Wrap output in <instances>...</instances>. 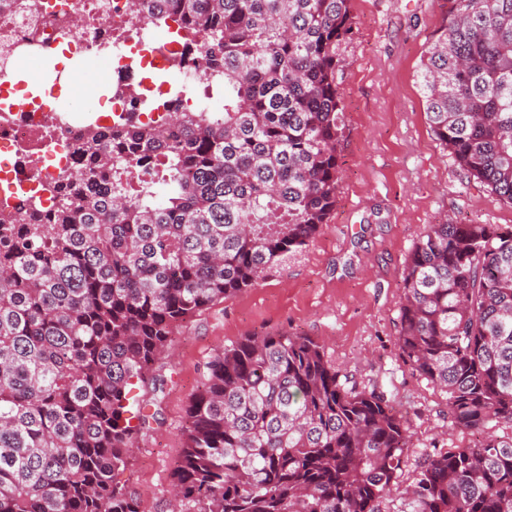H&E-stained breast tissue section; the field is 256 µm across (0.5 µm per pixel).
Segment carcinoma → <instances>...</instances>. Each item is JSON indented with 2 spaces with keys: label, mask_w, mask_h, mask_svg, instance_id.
Returning a JSON list of instances; mask_svg holds the SVG:
<instances>
[{
  "label": "carcinoma",
  "mask_w": 512,
  "mask_h": 512,
  "mask_svg": "<svg viewBox=\"0 0 512 512\" xmlns=\"http://www.w3.org/2000/svg\"><path fill=\"white\" fill-rule=\"evenodd\" d=\"M136 2L199 36L224 111L92 130L53 219L0 223V512H140L117 475L160 422L174 329L259 284L336 206L350 0ZM417 81L436 138L512 204V0H458ZM399 319L450 426L512 428V227L429 225ZM136 382L154 407L137 428ZM184 432L173 496L194 512H380L412 445L383 393L286 331L215 354ZM390 512H512V435L425 456Z\"/></svg>",
  "instance_id": "cac0c4a2"
}]
</instances>
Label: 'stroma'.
<instances>
[{"label": "stroma", "instance_id": "1", "mask_svg": "<svg viewBox=\"0 0 512 512\" xmlns=\"http://www.w3.org/2000/svg\"><path fill=\"white\" fill-rule=\"evenodd\" d=\"M456 0H350L352 32L340 48L344 124L336 206L302 251L258 285L215 303L172 333L162 366L161 421L137 434L118 475L140 512H172V471L185 446V410L204 364L243 337L288 331L323 347L336 368L383 391L407 420L412 448L402 483L423 455L477 443L448 425L439 391L404 363L396 336L403 272L431 224L512 225V204L469 177L431 130L417 74ZM63 54L18 68L22 94L55 91L40 71L69 66Z\"/></svg>", "mask_w": 512, "mask_h": 512}]
</instances>
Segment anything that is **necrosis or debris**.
<instances>
[{"instance_id": "necrosis-or-debris-1", "label": "necrosis or debris", "mask_w": 512, "mask_h": 512, "mask_svg": "<svg viewBox=\"0 0 512 512\" xmlns=\"http://www.w3.org/2000/svg\"><path fill=\"white\" fill-rule=\"evenodd\" d=\"M62 52L112 64V108L93 119L76 118L69 105L10 95L9 74L20 65ZM147 69L174 70L199 86L205 65L191 40H158L133 0H24L0 15V223L20 221V203L40 197L41 220L51 217L48 189L61 173L83 170L74 145L88 130L116 120L146 122L161 87L148 82Z\"/></svg>"}]
</instances>
